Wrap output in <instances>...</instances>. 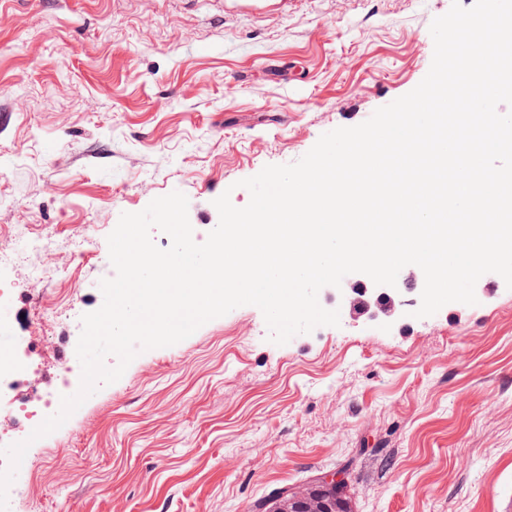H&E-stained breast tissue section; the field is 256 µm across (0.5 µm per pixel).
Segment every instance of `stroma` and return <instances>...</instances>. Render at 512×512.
I'll list each match as a JSON object with an SVG mask.
<instances>
[{
	"label": "stroma",
	"instance_id": "stroma-1",
	"mask_svg": "<svg viewBox=\"0 0 512 512\" xmlns=\"http://www.w3.org/2000/svg\"><path fill=\"white\" fill-rule=\"evenodd\" d=\"M453 1L288 0L254 17L217 0H0V236L52 234L0 272V354L23 338L52 386L81 330L41 321L37 293L99 309L121 213L174 191L206 241L216 198L248 205L240 180L413 90ZM475 294L284 345L259 308H235L142 352L35 441L13 512H254L343 467L354 512H512V290L491 273Z\"/></svg>",
	"mask_w": 512,
	"mask_h": 512
}]
</instances>
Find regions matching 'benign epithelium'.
<instances>
[{
	"label": "benign epithelium",
	"mask_w": 512,
	"mask_h": 512,
	"mask_svg": "<svg viewBox=\"0 0 512 512\" xmlns=\"http://www.w3.org/2000/svg\"><path fill=\"white\" fill-rule=\"evenodd\" d=\"M423 287L424 275L416 271L399 274L394 288L377 286L357 273L350 287L336 289V300L350 318L389 322L402 318L406 307L417 303ZM348 488V471L321 473L303 488L282 490L271 512H342L339 502L348 498Z\"/></svg>",
	"instance_id": "7a95c632"
}]
</instances>
